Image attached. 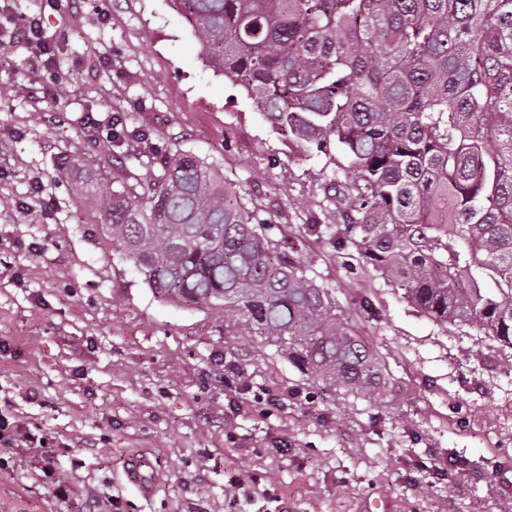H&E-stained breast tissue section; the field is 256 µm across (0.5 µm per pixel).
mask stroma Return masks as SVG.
I'll return each instance as SVG.
<instances>
[{
    "label": "stroma",
    "mask_w": 512,
    "mask_h": 512,
    "mask_svg": "<svg viewBox=\"0 0 512 512\" xmlns=\"http://www.w3.org/2000/svg\"><path fill=\"white\" fill-rule=\"evenodd\" d=\"M33 14L58 48L51 78L10 39ZM198 51L171 0H0V412L49 438L70 488L58 499L41 459L18 450L0 512H106L114 497L125 512H512V349L436 324L355 246L336 249L323 159L297 162ZM90 112L121 114L152 152L86 142ZM177 146L272 210L271 238L293 244L375 351L381 397L336 396L262 339L230 335L223 314L144 284L102 195L115 170L148 177L153 152ZM75 153L102 178L76 183L63 169ZM37 179L46 221L25 208ZM136 451L161 474L149 497L123 479Z\"/></svg>",
    "instance_id": "stroma-1"
}]
</instances>
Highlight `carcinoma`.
Here are the masks:
<instances>
[{"instance_id": "obj_1", "label": "carcinoma", "mask_w": 512, "mask_h": 512, "mask_svg": "<svg viewBox=\"0 0 512 512\" xmlns=\"http://www.w3.org/2000/svg\"><path fill=\"white\" fill-rule=\"evenodd\" d=\"M205 65L309 161L352 244L422 315L512 349V0H171ZM112 141L148 136L112 118ZM104 193L158 297L222 312L334 392L380 393L330 289L269 236L219 166L175 148Z\"/></svg>"}]
</instances>
